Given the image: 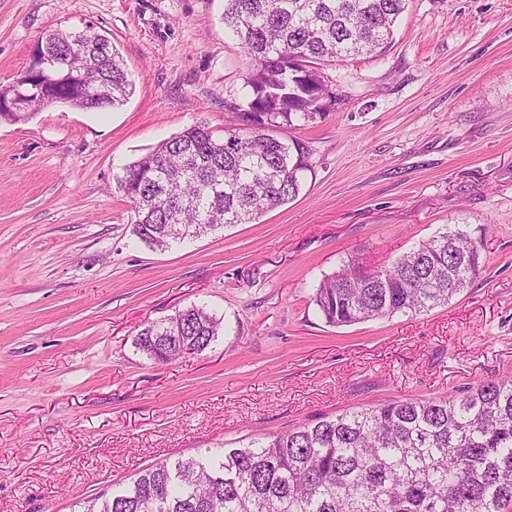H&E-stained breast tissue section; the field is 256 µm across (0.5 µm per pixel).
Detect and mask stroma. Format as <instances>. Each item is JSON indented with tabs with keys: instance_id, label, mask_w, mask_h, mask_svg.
<instances>
[{
	"instance_id": "1",
	"label": "stroma",
	"mask_w": 512,
	"mask_h": 512,
	"mask_svg": "<svg viewBox=\"0 0 512 512\" xmlns=\"http://www.w3.org/2000/svg\"><path fill=\"white\" fill-rule=\"evenodd\" d=\"M223 16L224 0H0V85L49 30L88 25L134 83L114 110L0 119V512H72L167 458L512 377V0H408L384 54L321 66L295 200L152 250L113 176L189 126L223 135L247 70ZM444 227L483 244L448 305L325 322L324 276ZM193 304L224 318L210 348L137 349Z\"/></svg>"
}]
</instances>
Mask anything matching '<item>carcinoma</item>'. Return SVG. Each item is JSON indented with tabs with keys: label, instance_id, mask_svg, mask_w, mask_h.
Masks as SVG:
<instances>
[{
	"label": "carcinoma",
	"instance_id": "1",
	"mask_svg": "<svg viewBox=\"0 0 512 512\" xmlns=\"http://www.w3.org/2000/svg\"><path fill=\"white\" fill-rule=\"evenodd\" d=\"M406 2L224 0V28L249 61L236 127L217 138L190 126L115 175L137 215L139 241L162 250L295 199L311 172L308 147L270 129H296L321 114L317 65L386 52ZM42 45L51 63L31 109L57 99L106 111L129 99L133 83L119 53L92 27L53 31ZM481 247L461 231L439 232L383 269L326 276L313 302L339 326L428 312L479 277ZM222 330L223 319L194 304L144 327L136 345L168 362L205 351ZM511 509L512 377H505L459 396L347 410L246 447L168 459L80 512Z\"/></svg>",
	"mask_w": 512,
	"mask_h": 512
}]
</instances>
